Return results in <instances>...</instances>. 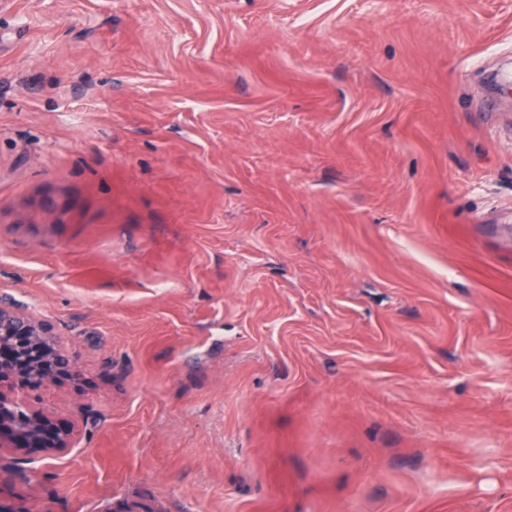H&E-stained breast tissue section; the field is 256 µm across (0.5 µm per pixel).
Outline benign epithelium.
<instances>
[{"instance_id":"obj_1","label":"benign epithelium","mask_w":512,"mask_h":512,"mask_svg":"<svg viewBox=\"0 0 512 512\" xmlns=\"http://www.w3.org/2000/svg\"><path fill=\"white\" fill-rule=\"evenodd\" d=\"M52 325L20 313L0 301V454L19 453L44 459L75 447L74 431L60 429L45 412L25 403L22 395L75 378L71 362L54 345Z\"/></svg>"}]
</instances>
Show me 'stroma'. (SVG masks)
<instances>
[{
  "instance_id": "obj_1",
  "label": "stroma",
  "mask_w": 512,
  "mask_h": 512,
  "mask_svg": "<svg viewBox=\"0 0 512 512\" xmlns=\"http://www.w3.org/2000/svg\"><path fill=\"white\" fill-rule=\"evenodd\" d=\"M512 0H0V298L79 432L7 512H512Z\"/></svg>"
}]
</instances>
